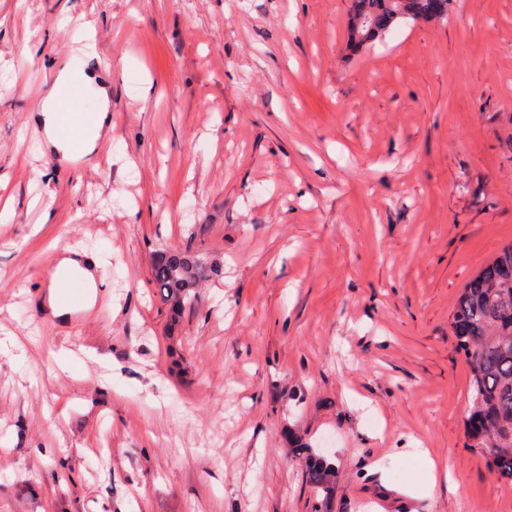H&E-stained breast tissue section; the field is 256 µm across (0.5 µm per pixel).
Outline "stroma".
I'll return each mask as SVG.
<instances>
[{"mask_svg": "<svg viewBox=\"0 0 512 512\" xmlns=\"http://www.w3.org/2000/svg\"><path fill=\"white\" fill-rule=\"evenodd\" d=\"M348 5L0 0V341L23 348L0 353V512H512L450 331L512 243V0L357 49ZM84 22L116 147L36 156ZM188 245L221 273L175 318L151 267ZM67 247L110 270L81 320L42 286ZM307 477L317 492L329 495L335 479V468L324 459L317 456H308L305 460Z\"/></svg>", "mask_w": 512, "mask_h": 512, "instance_id": "stroma-1", "label": "stroma"}]
</instances>
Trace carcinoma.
I'll list each match as a JSON object with an SVG mask.
<instances>
[{
  "label": "carcinoma",
  "instance_id": "carcinoma-1",
  "mask_svg": "<svg viewBox=\"0 0 512 512\" xmlns=\"http://www.w3.org/2000/svg\"><path fill=\"white\" fill-rule=\"evenodd\" d=\"M361 17L371 30L360 47L380 39L393 27L412 21L448 19V0H351L349 18ZM214 274L188 251L159 253L152 279L162 302L175 312L192 300L191 289ZM456 345L469 368L468 436L473 448L498 449L490 468L500 480L512 482V244L472 278L461 292L452 319ZM307 477L316 491L329 495L335 479L332 464L317 456L305 460Z\"/></svg>",
  "mask_w": 512,
  "mask_h": 512
}]
</instances>
